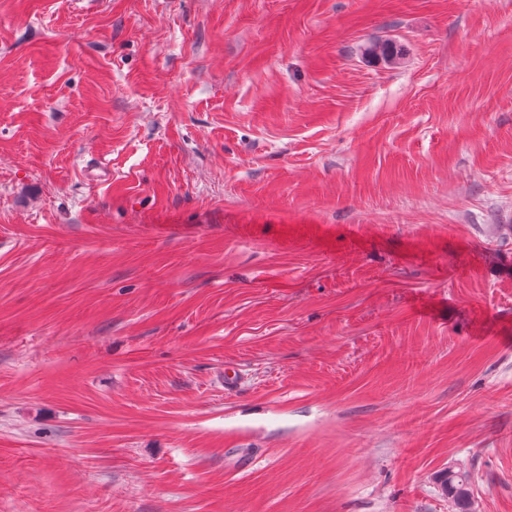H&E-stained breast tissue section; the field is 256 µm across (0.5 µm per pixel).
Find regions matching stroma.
<instances>
[{"instance_id": "1", "label": "stroma", "mask_w": 512, "mask_h": 512, "mask_svg": "<svg viewBox=\"0 0 512 512\" xmlns=\"http://www.w3.org/2000/svg\"><path fill=\"white\" fill-rule=\"evenodd\" d=\"M75 3L0 0V512H512V0ZM438 480L442 488L452 495L454 501L459 505L458 512H469V508L466 507L469 495L463 473L448 468L439 474Z\"/></svg>"}]
</instances>
